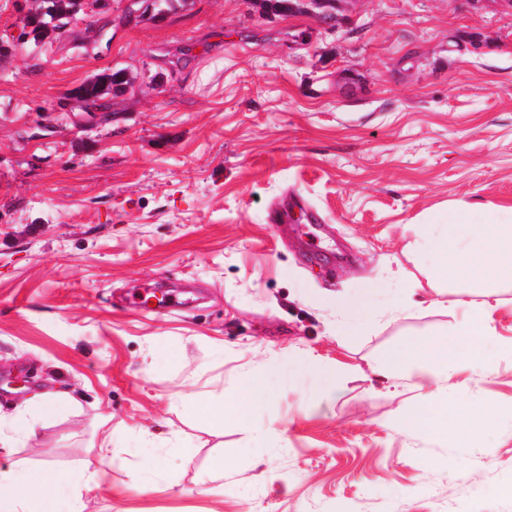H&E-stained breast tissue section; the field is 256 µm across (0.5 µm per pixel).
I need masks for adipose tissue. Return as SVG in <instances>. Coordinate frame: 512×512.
<instances>
[{"label": "adipose tissue", "mask_w": 512, "mask_h": 512, "mask_svg": "<svg viewBox=\"0 0 512 512\" xmlns=\"http://www.w3.org/2000/svg\"><path fill=\"white\" fill-rule=\"evenodd\" d=\"M415 247L435 258L432 274L443 281L464 280L494 291L501 284L512 285V207L475 210L459 203L437 213L429 223L419 225ZM463 317L448 344L415 342L404 345L382 367L384 376L395 375L410 360L425 363L429 371L420 385L423 404L410 418L411 427L435 436L447 427L460 433L477 430L479 420L454 401L440 409L429 406L434 392L448 390V361L455 358L473 368L484 361V342L494 336L495 304L460 301ZM341 320L337 334L360 331L374 320L371 297L362 294L336 299ZM111 439H103L96 453V468L84 469L82 479L49 465L0 471V512H84V495L97 488L101 466L110 462Z\"/></svg>", "instance_id": "ef3b65f1"}]
</instances>
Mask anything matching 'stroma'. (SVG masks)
Instances as JSON below:
<instances>
[{
	"mask_svg": "<svg viewBox=\"0 0 512 512\" xmlns=\"http://www.w3.org/2000/svg\"><path fill=\"white\" fill-rule=\"evenodd\" d=\"M33 6L0 0V419L44 389L79 404L1 441L0 469L76 475L108 435L85 512H512V287L484 370L448 364L455 402L493 412L472 437L407 425L423 366L397 387L379 374L403 342L455 325L428 308L391 321L392 271L419 301L483 299L432 288L410 245L452 204L512 206V10L179 0L116 28L112 0L37 46L20 37ZM117 70L130 85L76 99ZM157 281L190 304L128 308ZM368 289L377 325L337 335L332 298ZM301 361L314 371L266 384L246 423L215 431L174 403L194 388L228 408Z\"/></svg>",
	"mask_w": 512,
	"mask_h": 512,
	"instance_id": "35a3bbf8",
	"label": "stroma"
}]
</instances>
